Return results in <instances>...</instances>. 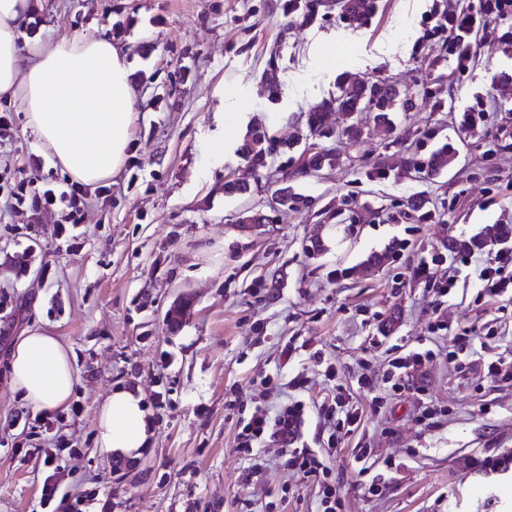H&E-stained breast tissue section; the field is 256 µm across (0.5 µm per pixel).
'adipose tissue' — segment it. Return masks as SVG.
<instances>
[{"label":"adipose tissue","instance_id":"adipose-tissue-1","mask_svg":"<svg viewBox=\"0 0 512 512\" xmlns=\"http://www.w3.org/2000/svg\"><path fill=\"white\" fill-rule=\"evenodd\" d=\"M30 0H0V98L18 104L54 164L74 181L94 188L123 166L136 119L127 56L108 39L64 34L21 56L18 27ZM11 387L33 409L65 406L76 383L66 346L41 330L16 343ZM100 447L138 456L149 425L142 397L118 390L102 406Z\"/></svg>","mask_w":512,"mask_h":512}]
</instances>
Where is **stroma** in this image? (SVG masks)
<instances>
[{"instance_id":"1","label":"stroma","mask_w":512,"mask_h":512,"mask_svg":"<svg viewBox=\"0 0 512 512\" xmlns=\"http://www.w3.org/2000/svg\"><path fill=\"white\" fill-rule=\"evenodd\" d=\"M475 3L377 0L352 24L334 0H39L42 25L19 32L21 55L65 33L110 35L130 62L137 118L110 200L75 229L78 250L56 249L57 213L0 207V512H59L60 498L78 496L83 512H317L318 491L289 471L287 448L268 439L246 456L239 434L255 407L274 415L300 400L296 445L322 451L321 409L340 387L362 412L330 461L344 512H512V382L485 371L488 358L512 360V300L479 294L496 247L472 251L444 303L434 292L448 269L434 255L512 222V16L489 22L466 57L423 24ZM345 76L393 82L414 105L392 112L388 135L365 120L356 143L343 134L347 113L324 112L336 164L298 174V149L281 145L309 138L311 108L336 98ZM4 110L13 138L0 145V177L31 155L43 159L38 182L61 177L23 112L0 98ZM467 110L474 124H463ZM256 126L276 149L263 169L239 153ZM445 143L452 163L428 175ZM231 179L250 196L225 195ZM285 181L303 205L275 202ZM248 208L264 223L238 224ZM382 252L385 264L368 265ZM424 259L429 278H414ZM182 299L174 329L167 315ZM486 324L492 338L450 356L449 337ZM32 328L68 347L80 403L76 414L48 410L37 429L8 379ZM421 343L433 359L413 388L389 392L390 360ZM364 371L375 394L358 390ZM119 389L142 395L150 426L133 458L96 441L100 408ZM364 448L376 496L357 474ZM48 477L58 498L45 504Z\"/></svg>"}]
</instances>
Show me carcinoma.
Masks as SVG:
<instances>
[{
  "mask_svg": "<svg viewBox=\"0 0 512 512\" xmlns=\"http://www.w3.org/2000/svg\"><path fill=\"white\" fill-rule=\"evenodd\" d=\"M349 2L350 6L343 17L352 23L367 19L377 8L376 0H349ZM366 103L374 107L375 124L389 130L392 128L389 112L399 103L411 104L412 98L408 97V94L399 91L395 86L388 84L385 80L359 82L345 78L340 82L339 94L336 99L323 103L309 114L310 133L326 140L333 138L334 133L322 126L321 112L334 106L339 110L354 114L361 110ZM240 153L254 167L265 168L270 154V146L267 145L265 135L256 131L241 145ZM300 157L303 158L301 164V172L303 173L309 168L320 170L326 165H333L335 162V156L330 150L313 153L303 152ZM451 158H453L451 146L448 144L442 145L428 160V171L433 173L446 169ZM511 236V224H496L488 228L484 235L455 241L452 247L463 250L478 248L483 246L489 238L497 242H505Z\"/></svg>",
  "mask_w": 512,
  "mask_h": 512,
  "instance_id": "1",
  "label": "carcinoma"
}]
</instances>
